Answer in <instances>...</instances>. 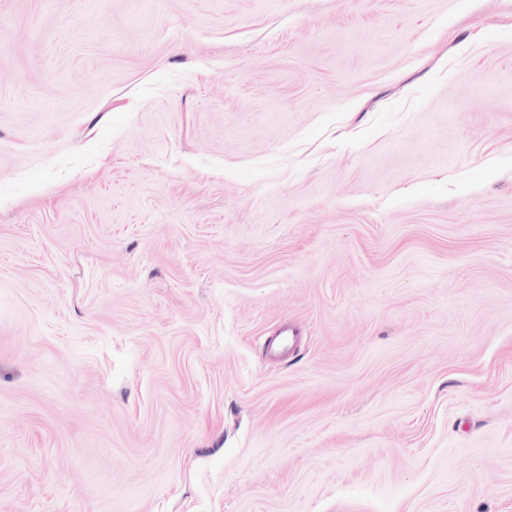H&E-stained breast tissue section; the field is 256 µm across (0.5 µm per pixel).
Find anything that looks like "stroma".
Instances as JSON below:
<instances>
[{"mask_svg": "<svg viewBox=\"0 0 512 512\" xmlns=\"http://www.w3.org/2000/svg\"><path fill=\"white\" fill-rule=\"evenodd\" d=\"M0 512H512V0H0Z\"/></svg>", "mask_w": 512, "mask_h": 512, "instance_id": "obj_1", "label": "stroma"}]
</instances>
